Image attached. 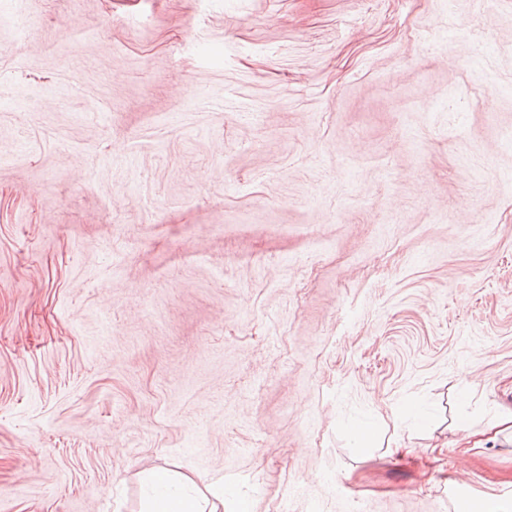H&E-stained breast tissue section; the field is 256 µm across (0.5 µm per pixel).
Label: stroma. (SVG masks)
Listing matches in <instances>:
<instances>
[{"instance_id":"35a3bbf8","label":"stroma","mask_w":512,"mask_h":512,"mask_svg":"<svg viewBox=\"0 0 512 512\" xmlns=\"http://www.w3.org/2000/svg\"><path fill=\"white\" fill-rule=\"evenodd\" d=\"M508 129L512 0H0V512L512 504ZM150 494L144 512H219L208 508L207 499L190 494L167 470L158 469L148 476Z\"/></svg>"}]
</instances>
